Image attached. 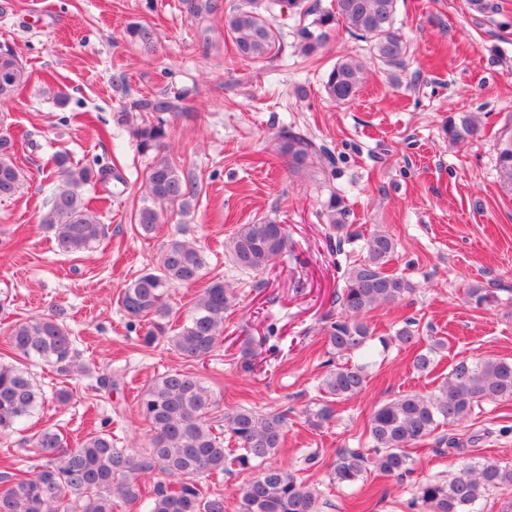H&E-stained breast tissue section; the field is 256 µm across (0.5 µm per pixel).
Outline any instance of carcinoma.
<instances>
[{"instance_id": "obj_1", "label": "carcinoma", "mask_w": 512, "mask_h": 512, "mask_svg": "<svg viewBox=\"0 0 512 512\" xmlns=\"http://www.w3.org/2000/svg\"><path fill=\"white\" fill-rule=\"evenodd\" d=\"M189 16L200 23L220 9L219 0H184ZM291 13H317L315 28L302 27L297 36L302 52L311 55L328 39V31L342 24L370 43L373 58L393 69L405 66L409 48L395 28L397 0H336V11H318L304 0H240L224 14V28L231 35L237 57L261 63L280 50L273 24L275 8ZM127 36L144 49L153 48L154 29L135 24ZM365 65L355 58L336 62L324 76L323 87L332 101H351L361 86ZM28 80L16 53L0 47V102L11 98ZM133 110L155 116V120L134 128L133 136L143 152L158 151L168 136L165 115L187 111L179 92L142 96L131 104ZM448 138L456 143L478 133L474 117L448 119ZM280 151L288 156L294 171L311 167L320 155H331L306 136L285 129ZM498 172L503 184L512 189V136L498 146ZM111 175L100 163L74 165L65 154L54 158L55 189L40 218L62 254H78L106 236L98 211L81 188ZM145 189L154 203L176 205L183 212L191 207L196 186L182 178L168 158L154 160L145 176ZM21 172L15 163L12 141L0 137V197L17 193ZM327 219L336 230L345 227V209L332 196ZM160 222L151 206L139 210L137 224L145 234ZM284 225L274 220L243 224L225 242L233 264L242 271L260 273L287 247ZM395 251L391 235L376 232L365 242V256L346 273L337 294L340 312L327 316L323 327L327 371L321 389L326 400L307 413L308 424L319 429L335 416L334 404L360 394L367 385L364 367L339 360L364 351L373 339L366 316L380 306L399 304L414 294L413 284L387 269ZM206 266L203 250L193 241L174 239L161 252L157 265L147 269L124 288L121 304L132 322L149 321L144 334L147 347L163 340L186 361H198L219 347L224 330V313L233 303L234 292L221 280L202 289L193 312L172 330L167 296L177 285L194 284ZM388 347L410 348L417 344L414 321L406 320L392 336H380ZM6 343L18 357L38 358L62 373L76 367L77 339L64 320L63 312L14 322ZM445 347L441 339L413 359L419 373L435 366L434 354ZM45 395L28 368L0 361V435L14 432L17 425L43 404ZM512 400V361L501 358L471 360L460 358L448 377L431 394L410 392L377 406L369 419L373 447L342 452L330 473V480L356 483L367 471L401 480L412 473L409 448L443 425L468 419L484 402ZM138 406L150 426L149 448L130 453L114 447L112 417L100 419L99 427L78 447H68L56 428H45L30 438L32 452L44 459L35 470L0 474V512H113L114 500L127 504L147 501V512H224V496L203 491L202 480L222 474L230 466L252 470L277 455L285 444L288 411L262 414L238 406L211 416L216 406L211 389L195 374L169 371L156 377L138 398ZM226 431L236 445L225 453ZM512 488V467L496 461L479 466L466 465L447 481L427 480L418 486L411 507L417 512H472L477 501L495 489ZM320 492L297 480L280 466H267L250 477L239 489L240 512H319Z\"/></svg>"}]
</instances>
